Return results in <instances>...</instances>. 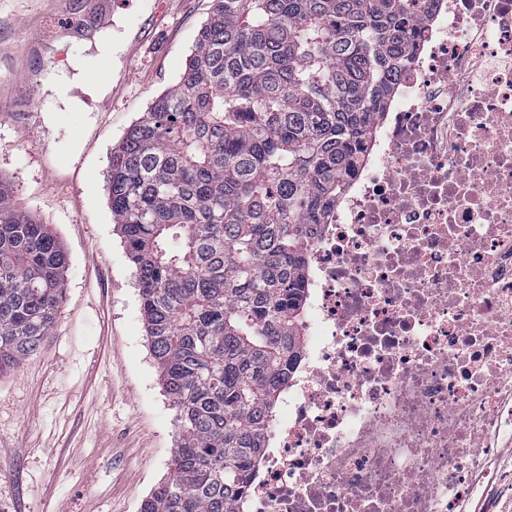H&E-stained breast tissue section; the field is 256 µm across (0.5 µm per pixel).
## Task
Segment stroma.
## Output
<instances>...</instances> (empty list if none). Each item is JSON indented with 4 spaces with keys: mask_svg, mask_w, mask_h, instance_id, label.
<instances>
[{
    "mask_svg": "<svg viewBox=\"0 0 512 512\" xmlns=\"http://www.w3.org/2000/svg\"><path fill=\"white\" fill-rule=\"evenodd\" d=\"M69 22L111 31L106 104L70 112L48 84L88 55L44 0H0V88L18 68L38 107L0 105V179L68 255L66 291L37 352L0 376V512H140L176 446L135 272L107 204L110 154L185 70L211 0H69Z\"/></svg>",
    "mask_w": 512,
    "mask_h": 512,
    "instance_id": "35a3bbf8",
    "label": "stroma"
}]
</instances>
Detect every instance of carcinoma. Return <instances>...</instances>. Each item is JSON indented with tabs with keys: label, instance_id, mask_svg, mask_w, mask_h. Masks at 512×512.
<instances>
[{
	"label": "carcinoma",
	"instance_id": "cac0c4a2",
	"mask_svg": "<svg viewBox=\"0 0 512 512\" xmlns=\"http://www.w3.org/2000/svg\"><path fill=\"white\" fill-rule=\"evenodd\" d=\"M418 2L212 0L179 81L112 149V223L179 421L140 512H238L303 348L302 244L424 38ZM67 264L0 181V374L51 330Z\"/></svg>",
	"mask_w": 512,
	"mask_h": 512
}]
</instances>
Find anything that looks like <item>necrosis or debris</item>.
I'll list each match as a JSON object with an SVG mask.
<instances>
[{
    "instance_id": "obj_1",
    "label": "necrosis or debris",
    "mask_w": 512,
    "mask_h": 512,
    "mask_svg": "<svg viewBox=\"0 0 512 512\" xmlns=\"http://www.w3.org/2000/svg\"><path fill=\"white\" fill-rule=\"evenodd\" d=\"M381 139L305 240L308 333L241 512H460L512 442V0H423Z\"/></svg>"
}]
</instances>
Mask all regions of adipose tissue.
I'll return each mask as SVG.
<instances>
[{"label": "adipose tissue", "instance_id": "obj_1", "mask_svg": "<svg viewBox=\"0 0 512 512\" xmlns=\"http://www.w3.org/2000/svg\"><path fill=\"white\" fill-rule=\"evenodd\" d=\"M112 61V35L105 32L98 36L95 43L94 54L88 55L72 65V75L62 76L56 87L59 91L58 98L64 108L78 112L87 111L88 101L98 100L106 90L101 82L87 80L86 75L102 64Z\"/></svg>", "mask_w": 512, "mask_h": 512}]
</instances>
